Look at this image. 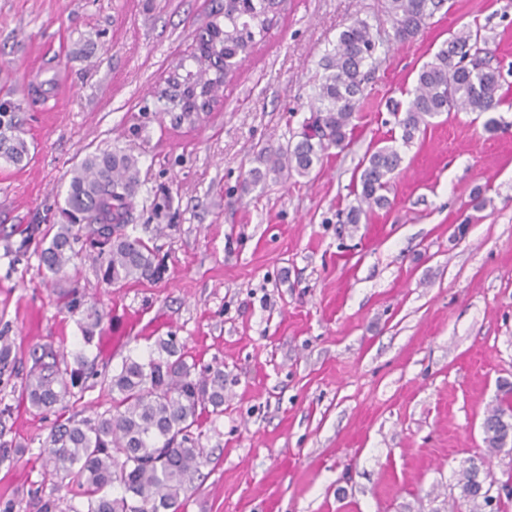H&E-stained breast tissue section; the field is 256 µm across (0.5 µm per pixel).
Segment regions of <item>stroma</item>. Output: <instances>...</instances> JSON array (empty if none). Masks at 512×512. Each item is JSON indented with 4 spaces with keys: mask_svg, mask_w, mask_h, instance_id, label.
Instances as JSON below:
<instances>
[{
    "mask_svg": "<svg viewBox=\"0 0 512 512\" xmlns=\"http://www.w3.org/2000/svg\"><path fill=\"white\" fill-rule=\"evenodd\" d=\"M453 2L398 43L384 0H283L217 108L178 124L158 95L214 0H0V94L21 103L28 145L21 165L0 163V335L14 355L0 430L20 450L0 462V506L39 512L45 497L68 512L42 480V443L55 421L110 405L99 377L66 410L28 409L32 349L112 371L160 336L230 377L183 512H469L463 460L512 478V453L486 458L482 429L512 384V0ZM357 18L382 44L345 147L310 176L246 187L261 148L299 140L313 79ZM465 26L495 40L508 90L496 130L472 112L432 119L400 146L389 205L347 223L364 158L401 136L390 102L408 104ZM107 148L139 159L132 234L157 245L164 273L110 287L88 260L78 278L50 277L36 228L59 223L72 170ZM70 290L105 313L90 345L60 299Z\"/></svg>",
    "mask_w": 512,
    "mask_h": 512,
    "instance_id": "35a3bbf8",
    "label": "stroma"
}]
</instances>
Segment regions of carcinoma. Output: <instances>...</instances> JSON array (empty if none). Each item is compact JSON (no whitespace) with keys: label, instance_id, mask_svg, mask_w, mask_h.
Returning a JSON list of instances; mask_svg holds the SVG:
<instances>
[{"label":"carcinoma","instance_id":"carcinoma-1","mask_svg":"<svg viewBox=\"0 0 512 512\" xmlns=\"http://www.w3.org/2000/svg\"><path fill=\"white\" fill-rule=\"evenodd\" d=\"M447 0H385L384 14L393 40L414 39ZM273 0H224L199 33L209 62L196 58L197 69H183L179 95L186 116L198 100L211 97L255 44L275 15ZM379 47L377 34L356 19L340 34L326 55L324 74L314 85L313 115L295 145L264 147L268 171L295 172L307 177L326 150L342 147L353 128L363 100V67ZM489 39L467 28L444 41L432 60L417 74L413 97L405 111H394L401 140L413 142L429 120L453 112L495 111L504 100L500 68L491 65ZM19 105L5 93L0 101V160L14 165L28 154L17 134ZM402 161L391 145L379 147L366 159L359 177L361 190L349 207L346 223L359 224L366 209L388 205L391 175ZM140 188L139 160L130 153L98 150L85 156L72 172L61 214L63 224L44 231L48 246L38 252L40 264L57 276L73 270L83 259L84 225L91 224L89 245L97 250L101 280L108 285L161 275L158 248L126 228L132 221ZM102 312L83 313V341L93 342ZM34 366L22 377L20 398L29 408L47 411L68 406L75 391L83 390L89 365L77 353L74 363L49 346L33 350ZM224 365L198 368L188 361L174 337L158 338L156 355L127 357L112 374L111 406L93 418L56 422L46 439L44 474L65 487L69 512H181L191 481L208 461L195 431L211 415L224 413ZM484 443L491 454L512 442V387L506 389L483 422ZM117 486L114 496L107 489ZM460 498L471 512L491 505L493 482L480 467L462 462L457 482Z\"/></svg>","mask_w":512,"mask_h":512}]
</instances>
